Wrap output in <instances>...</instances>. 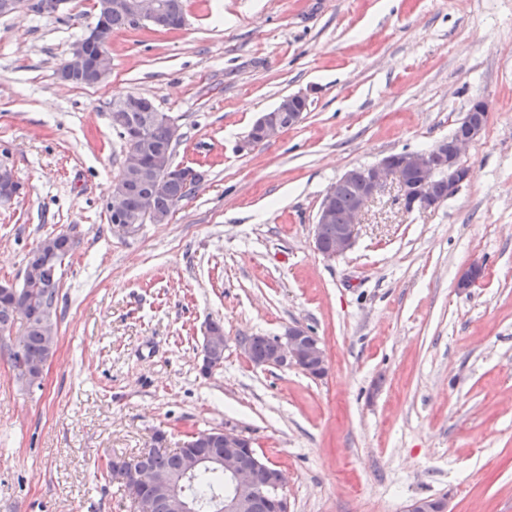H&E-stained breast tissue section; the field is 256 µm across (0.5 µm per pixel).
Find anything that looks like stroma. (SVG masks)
<instances>
[{"mask_svg": "<svg viewBox=\"0 0 512 512\" xmlns=\"http://www.w3.org/2000/svg\"><path fill=\"white\" fill-rule=\"evenodd\" d=\"M94 4L0 16V162L25 185L0 205V282L21 284L45 236L76 242L41 387L8 359L23 320L0 335V512H131L106 459L224 426L284 470L290 512L442 495L449 512H512V0H185L180 29L113 33L105 83L62 84ZM297 92L303 121L241 150ZM129 94L175 118L173 161L202 180L167 223L118 234L110 109ZM478 97L489 119L466 182L413 212L389 185L350 251L317 253L331 183L433 147ZM475 261L483 278L459 291ZM212 321L228 347L205 376ZM295 323L324 343L326 377L238 347Z\"/></svg>", "mask_w": 512, "mask_h": 512, "instance_id": "obj_1", "label": "stroma"}]
</instances>
